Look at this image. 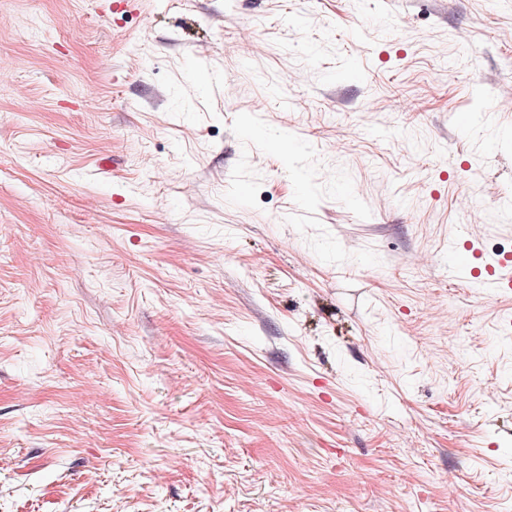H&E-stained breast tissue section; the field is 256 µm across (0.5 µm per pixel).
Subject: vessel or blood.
I'll list each match as a JSON object with an SVG mask.
<instances>
[{
	"label": "vessel or blood",
	"mask_w": 512,
	"mask_h": 512,
	"mask_svg": "<svg viewBox=\"0 0 512 512\" xmlns=\"http://www.w3.org/2000/svg\"><path fill=\"white\" fill-rule=\"evenodd\" d=\"M448 278L463 282L484 294L512 290V257L477 248L461 249L458 237L448 239Z\"/></svg>",
	"instance_id": "vessel-or-blood-1"
}]
</instances>
